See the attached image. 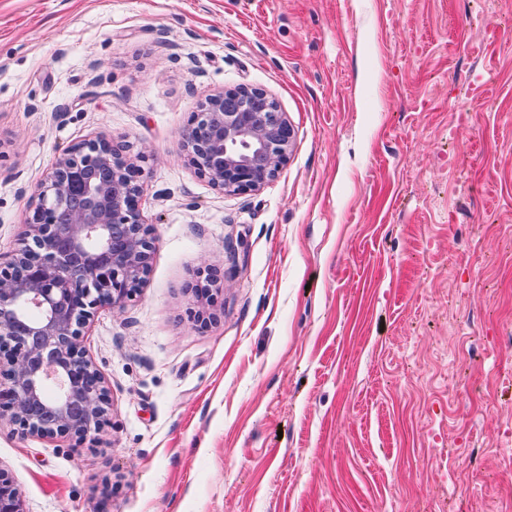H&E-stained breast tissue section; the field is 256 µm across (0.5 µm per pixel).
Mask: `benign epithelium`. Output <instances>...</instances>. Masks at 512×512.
Instances as JSON below:
<instances>
[{"instance_id":"1","label":"benign epithelium","mask_w":512,"mask_h":512,"mask_svg":"<svg viewBox=\"0 0 512 512\" xmlns=\"http://www.w3.org/2000/svg\"><path fill=\"white\" fill-rule=\"evenodd\" d=\"M292 132L255 87L208 94L183 134L190 162L216 188L260 190L288 161ZM145 153L98 138L60 153L33 188L21 247L0 265V421L24 435L78 443L110 423L111 390L82 346L100 306L141 291L153 252L140 213ZM0 512H24L0 468Z\"/></svg>"}]
</instances>
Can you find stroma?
<instances>
[{
  "mask_svg": "<svg viewBox=\"0 0 512 512\" xmlns=\"http://www.w3.org/2000/svg\"><path fill=\"white\" fill-rule=\"evenodd\" d=\"M504 2L0 0V257L98 137L146 153L154 237L140 295L84 331L108 427L0 423L24 512H512ZM239 85L293 137L229 195L182 137Z\"/></svg>",
  "mask_w": 512,
  "mask_h": 512,
  "instance_id": "1",
  "label": "stroma"
}]
</instances>
